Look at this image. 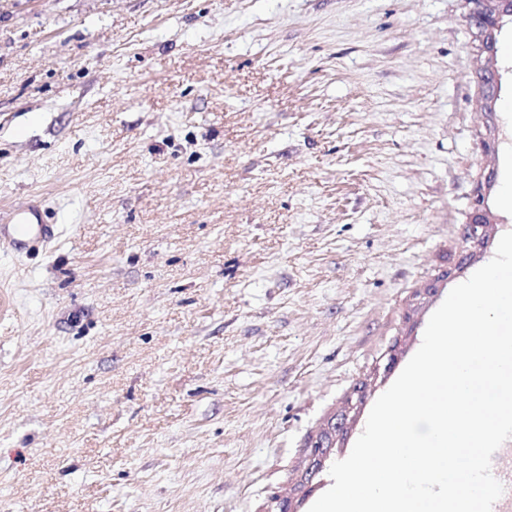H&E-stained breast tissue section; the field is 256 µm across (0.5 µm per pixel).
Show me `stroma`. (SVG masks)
I'll return each instance as SVG.
<instances>
[{"label": "stroma", "mask_w": 512, "mask_h": 512, "mask_svg": "<svg viewBox=\"0 0 512 512\" xmlns=\"http://www.w3.org/2000/svg\"><path fill=\"white\" fill-rule=\"evenodd\" d=\"M469 10L0 0V213L59 228L0 249V512H309L512 218V22L491 67ZM43 199L35 197L25 205L13 206L5 224L0 225V243L10 246L29 243L46 245L55 238L52 224L47 223ZM368 390L369 384L366 382L354 387L352 394L347 398L346 406L344 407V410L341 411V414H338L331 421H329L327 428L322 429L317 434L316 439L308 446V448H311L309 453L310 464L305 471L303 477L304 480H308L313 473L322 467L323 460L326 458V455L329 451L327 450L323 453L321 451H315L317 445L322 443V447H326L327 444L329 445V448L333 447V435H343L348 413L354 409H357L362 404Z\"/></svg>", "instance_id": "obj_1"}]
</instances>
